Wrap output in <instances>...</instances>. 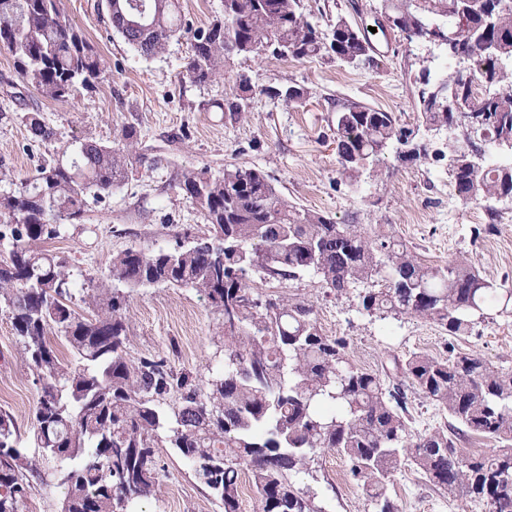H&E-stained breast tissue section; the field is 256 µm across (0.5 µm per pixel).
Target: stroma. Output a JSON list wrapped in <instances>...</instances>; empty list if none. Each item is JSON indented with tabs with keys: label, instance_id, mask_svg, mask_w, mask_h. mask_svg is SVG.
I'll use <instances>...</instances> for the list:
<instances>
[{
	"label": "stroma",
	"instance_id": "obj_1",
	"mask_svg": "<svg viewBox=\"0 0 512 512\" xmlns=\"http://www.w3.org/2000/svg\"><path fill=\"white\" fill-rule=\"evenodd\" d=\"M99 0H61L71 21L95 45L107 69L92 91L68 101L43 97L23 85L12 56L0 50V173L32 176L44 166L68 159L79 141L112 142L122 127L139 132L136 151L144 161L112 194L89 198L82 223L64 225L45 250L67 258L76 281L109 276L113 255L131 246L168 248L174 235L208 231L204 213L175 188V176L187 168L219 174L225 165L257 167L275 187L305 208L326 212L337 221L393 225L429 264L451 259L472 264L483 277L512 287V205L495 231L474 238L475 206L449 202L448 163L416 164L351 184L338 171L331 119L339 99L352 97L372 107L415 118L421 73L437 80L447 76V58L422 41L407 42L400 33H376L373 45L384 66L373 71L349 68L327 58L297 61L274 57H238L222 78L193 84L183 72L195 30L207 26L224 9V0H180L183 30L165 50L152 57L134 51L102 13ZM379 0H303L317 25L343 15L359 27L373 26ZM247 76L254 91L245 112L231 118L221 106L236 76ZM287 85L308 89L305 104L294 106L270 96ZM36 113L56 137L32 139L26 114ZM263 297L298 295L314 304L323 334L349 340L355 366L395 383L394 359L414 352L441 356L449 336L439 326L402 315L379 319L359 312L351 297L326 294L318 279L294 282L262 280ZM127 354L161 356L177 371L207 381L224 364L222 318L195 289L155 286L133 292L125 313ZM456 347L489 366L512 370V316L477 323ZM35 372L24 360L7 315L0 313V411L9 413L22 438V450L35 456L29 440L38 396ZM299 487H313L326 512H374L361 485L354 483L336 451L319 452L313 473L295 477ZM388 496L399 512H489L485 502L431 489L408 462L393 473ZM138 512H223L221 504L172 448L158 453L155 494Z\"/></svg>",
	"mask_w": 512,
	"mask_h": 512
}]
</instances>
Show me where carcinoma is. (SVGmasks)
I'll list each match as a JSON object with an SVG mask.
<instances>
[{"label":"carcinoma","mask_w":512,"mask_h":512,"mask_svg":"<svg viewBox=\"0 0 512 512\" xmlns=\"http://www.w3.org/2000/svg\"><path fill=\"white\" fill-rule=\"evenodd\" d=\"M105 7L112 29L142 56L162 53L181 31L179 0H105ZM460 7L457 0H381L396 30L411 37L434 24L458 33L472 58L470 75L428 84L413 126L395 112L346 99L336 104L333 130L339 172L351 181L390 169L391 159L452 160L448 177L460 201L488 203L487 224L474 229L480 238L501 217L489 202L512 196V162L494 159L512 151V9L498 0H479L463 13ZM0 49L11 54L24 85L55 101L91 89L105 73L61 0H0ZM267 53L382 68L369 33L342 15L324 31L308 20L302 0H224V16L194 32L185 77L205 84L223 76L233 57ZM247 89L249 80L238 77L222 111H245ZM461 112L487 120L481 166L472 165L466 137L403 151L420 130L446 131ZM25 122L35 139L56 136L34 113ZM136 139L135 127L125 126L111 144L85 140L71 165L44 167L0 193V312L37 372L32 434L66 490L62 512H130L154 491L159 448L176 449L224 512H239L244 474L255 488L256 512H323L292 475L324 448L346 460L375 512H398L386 487L404 460L437 490L483 500L490 512H512V371L493 370L451 344L443 357L409 355L398 365L405 382L386 387L349 361L346 337L321 332L310 301L284 295L248 305L260 297L253 275L280 282L312 273L336 295L356 292L369 315L410 314L452 337L467 336L492 313H512V288L464 261L429 265L390 229L369 232L299 207L258 168L227 165L217 176L206 167L184 169L176 187L204 212L207 239L224 242V261L194 243L129 247L112 257L110 270L129 292L90 277L81 292L94 314H78L68 261L41 244L83 219L88 195L124 183L142 162L133 152ZM159 285L194 288L224 316V368L204 385L163 357H127L131 292ZM50 335L71 347L76 367L60 363ZM407 386L445 409L453 424L412 436ZM173 393L179 403L167 412L163 404ZM469 434L494 441L496 450L465 452L458 442ZM18 445L13 420L0 413V512H24L32 479L42 478L41 460L22 457Z\"/></svg>","instance_id":"cac0c4a2"}]
</instances>
